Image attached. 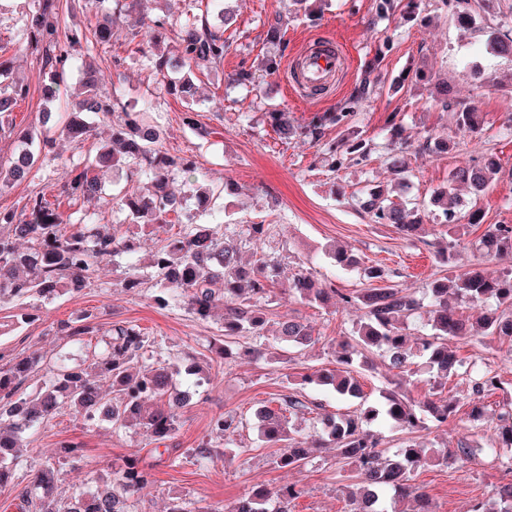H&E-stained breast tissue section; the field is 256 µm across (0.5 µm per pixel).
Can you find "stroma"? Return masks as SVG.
Instances as JSON below:
<instances>
[{
  "label": "stroma",
  "mask_w": 512,
  "mask_h": 512,
  "mask_svg": "<svg viewBox=\"0 0 512 512\" xmlns=\"http://www.w3.org/2000/svg\"><path fill=\"white\" fill-rule=\"evenodd\" d=\"M374 3L329 0L312 20L295 11L289 0H227L237 17L224 33L229 44L224 63L192 77L198 119L210 131L205 138L184 126L180 99L168 95L155 73L142 66L138 45L131 40L132 33L141 29L138 8L123 7L111 43L95 55L101 73L99 88L102 94L116 95L114 112L118 115L138 111L142 100H155L168 153L195 156L203 179L218 188L213 209L224 217L225 235H245L250 224L269 225L264 241L255 249L243 250L244 259H251L256 252L272 257L280 263L286 279L298 270L310 269L315 279L341 294L361 288V267L378 265L394 283L419 293L440 270L433 247L434 225H427L423 241L411 242L393 226L372 222L361 201L369 187L391 178L386 150L390 136L386 118L391 114L407 144L412 199L426 203L435 191L449 187V174L458 165L460 153L435 155L422 148L427 135L453 131L449 113L436 93L437 83L447 81L450 98L475 105L481 112L484 149L499 158L506 170L479 197L458 188L462 203L476 206L483 219L463 230L455 248V270L460 273L479 262L486 270L497 271L500 261L480 257L476 245L486 225L512 224V135L504 129L512 114V57L491 53L487 43L491 37L512 31V0H492L489 9L476 13L466 31L456 25L452 7L444 6L442 0H418L419 16L411 22L398 14L375 21ZM31 6L32 0H0V45L5 48L0 56L30 84L28 98L19 102L12 114L14 132L0 134L2 162L18 155L20 131L41 126L45 111L63 109L62 102L46 103L41 63L20 40L21 18ZM277 23L282 26L283 38L275 44L270 42L268 30ZM318 36L334 40L346 54L348 67L332 88L311 100L292 91L287 69L300 43ZM385 40L390 50L381 63L374 90L367 99H359L364 65ZM266 55L274 57L277 65L272 74L258 77L256 89L228 85V75L255 69ZM413 64L427 72V80H406ZM274 109L287 112L302 125L318 112L354 113V120L326 128L323 138L337 142L357 131L370 141L372 151L361 164L348 162L329 169L319 145L310 139L280 138L267 117ZM100 177L106 199L72 202L60 198L62 170L47 159L26 181L0 188V208H22L27 196L40 192L59 198L57 211L64 223H77L80 212L88 210L98 213L100 228L119 236L131 234L132 225L113 211L109 201L110 196L127 189V182L109 169ZM228 178L238 184L240 194H221ZM177 230L173 223L141 236V288H121L120 269L111 261L99 267L81 293L52 301L30 299L22 306L0 301V317L17 314L22 308L33 316L20 330L0 336V352L7 355L36 352L81 361L83 351L64 345L53 330L58 322L88 312L99 335L120 321L138 325L150 339L143 365L179 364L188 356L209 361L210 382L202 386L199 403L181 414L170 443L172 455L161 454L144 431L116 433L106 425L90 428L79 415L65 410L25 440L13 482L0 487V512H19L33 470L55 456L63 441L83 446L80 460L59 468L57 485L64 496L75 486L109 480L126 458L134 455L141 466L150 469L154 483L134 497L132 512H166L174 497L191 501L197 512H224L226 505L248 495L256 485L276 488L289 483L296 484L301 494L288 512H347L346 487L351 483L352 466L326 448L316 451L302 469L278 467L281 449L258 439L252 413L289 389L336 412L339 404L335 397L304 384L302 378L316 370L335 368L336 345L351 334L357 310L346 304L318 308L289 295L283 287H274L265 304L268 330L293 318L312 326L313 342L306 347L285 346L251 359L223 357L219 353L224 346L220 313L200 319L186 307L162 308L153 301L157 278L150 256ZM333 245L352 249L360 268L345 271L332 266L323 252ZM449 345L465 363L504 368L502 389L483 400L487 416L495 417L512 397V351L488 337L478 342L453 339ZM218 414L241 419L232 442L210 439L208 424ZM371 428L381 433L386 448L392 451L412 437L437 448H453L461 441L475 448L473 462L448 467L431 463L417 471L414 482L430 496L436 512H468L475 500L490 498L506 474L501 458L491 453L498 444L496 437L467 415H459L450 426L413 435L379 420ZM205 440L212 443V457L199 464L191 450ZM173 455L178 456V465H171Z\"/></svg>",
  "instance_id": "obj_1"
}]
</instances>
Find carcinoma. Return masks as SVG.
I'll list each match as a JSON object with an SVG mask.
<instances>
[{"mask_svg":"<svg viewBox=\"0 0 512 512\" xmlns=\"http://www.w3.org/2000/svg\"><path fill=\"white\" fill-rule=\"evenodd\" d=\"M486 2L456 0V24L461 28L471 26L475 8L485 6ZM145 19L149 44L139 48L143 64L161 75L168 92L187 104L184 124L201 137L209 135L196 119L194 85L189 75L224 62L227 50L224 32L211 29L205 20L186 22L178 30V54L171 55L161 46L172 32V23L149 14ZM115 20L112 11L93 27H68L60 16L59 0H33L31 9L23 16L22 30L29 49L43 58L46 100L56 99L66 70L76 65L79 57H91V52L112 40ZM384 56L385 51L380 47L365 63L361 95L369 93L370 75L378 72ZM81 71V99L61 128L62 134L77 143L92 131L90 119L110 121L114 107L112 97L99 92L96 70L84 64ZM174 72L181 77H172ZM28 95V83L14 78L11 68L0 62V132L11 128L14 107ZM355 116L354 112H325L313 116L299 129L290 121L288 113H268L282 138L301 132L315 143L321 141L325 127ZM451 121L456 133L471 144L469 158L454 168L451 180L479 196L498 179L502 165L498 158L477 147L483 124L476 107L464 106L451 113ZM21 138L23 149L16 160L7 167L0 166L1 185L31 173L39 152L51 149L54 143L50 132L36 128L23 132ZM423 149L446 154L450 141L446 136L431 135L423 143ZM370 151V143L358 134L343 142L324 143L325 159L333 171L348 157L355 155L362 161ZM388 165L398 176L399 197L392 198L390 191L381 185L369 190L363 209L374 223L390 224L409 240L421 238L426 218L444 227L450 235L461 224L481 223L480 211L461 208L460 201L449 191L437 194L428 205L415 202L412 208H406L402 194L410 188V183L404 151L389 149ZM104 167L126 171L130 182L141 178L150 180L152 192L148 195L130 187L113 198L125 220L143 230L170 224V214H181L180 202L170 195L171 185L176 176L193 175L199 169L193 155H169L159 132L143 125L138 112L125 113L123 123L112 126L111 143L99 149L94 161L67 167L61 193L73 200L101 197L103 187L97 169ZM178 226V232L151 256L150 265L159 278L155 303L162 308L182 304L201 319L210 317L220 305L224 308V337L250 336L260 341L258 347L244 346L235 353L226 345L224 355L234 353L246 357L261 353L266 339L263 303L268 301L270 288L279 280V265L264 257L248 264L242 262L245 243L220 234L219 222L199 224L195 216L186 214ZM454 247L450 240L437 248L435 256L446 273L432 279L420 297L390 283L388 274L377 265L362 268L365 287L349 295L336 294V289L308 272H299L288 281V292L311 305L327 308L339 301L362 311L352 334L337 344V367L315 371L303 378L305 383L328 388L338 399L359 401V408L352 414L322 413L320 404L291 393L280 397L277 407L263 406L254 412L255 430L259 440L282 448L276 460L282 468L305 466L317 448L336 449L337 457L355 467L357 483L356 490L348 497L349 512H378L380 493L384 490L393 492L397 501L413 502L411 512H432L426 494L412 484L414 473L433 460L465 464L474 458L472 449L463 443L440 456L413 442L391 453L383 448L379 435L363 429V425L379 419L412 431L426 430L431 425L440 428L454 421L459 412L454 401L435 393L421 401L412 400L398 381L415 357L424 360L440 385L463 369V360L448 347V337L466 341L476 335L494 336L512 347V264L495 273L477 265L457 274L453 271ZM478 247L486 255L511 259L512 225H488ZM137 250L136 237L100 231L94 212L84 213L79 224L65 231L45 196L35 194L19 212L0 209V299L24 301L37 296L52 300L62 293H78L88 287L102 261L119 255L132 259ZM325 255L340 269L356 264L353 255L343 247L331 248ZM217 279L222 283L220 292L212 288ZM450 295L476 311L475 322L466 319L448 301ZM490 301L495 302L496 310L489 312L484 307ZM422 309L430 333L412 344L406 327ZM90 318L85 313L61 322L58 325L61 339L79 349L91 345L86 340L93 333ZM312 335L310 325L287 320L279 324L276 339L301 347L311 341ZM146 346L148 337L139 326L118 322L91 351V363L87 365H72L64 359L51 362L43 354L17 355L0 364V486L10 483L14 477L17 448L65 409L74 411L88 423L104 421L118 432L142 428L159 444L173 439L179 409L191 403L177 390L176 366H139ZM369 349L383 353L396 377L393 388L382 392L381 400L372 404L364 398L354 375L358 358ZM42 371L46 374L43 385L33 392H24L26 383ZM471 382L468 416L474 422L483 421L482 398L501 388V374L487 367L475 372ZM313 414L320 421L321 431L311 447L303 448L301 428L291 424V419ZM240 424L233 415H215L209 423L210 436L222 439L237 432ZM489 428L503 447L512 449V401L502 405ZM56 476L57 469L49 461L34 472L31 487L22 494V502L30 512H130V498L153 485L151 472L141 467L133 456L114 473L110 486L96 489L76 486L69 496L63 497L58 493ZM298 495V490L290 485L275 491L257 485L247 496L225 508V512H288V504ZM468 512H512V480L497 486L494 500H477Z\"/></svg>","mask_w":512,"mask_h":512,"instance_id":"obj_1","label":"carcinoma"}]
</instances>
